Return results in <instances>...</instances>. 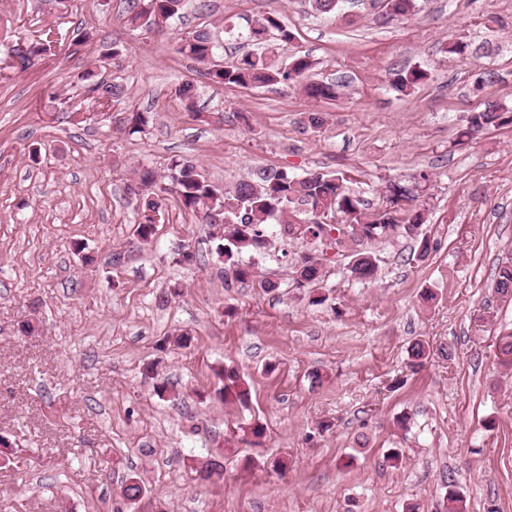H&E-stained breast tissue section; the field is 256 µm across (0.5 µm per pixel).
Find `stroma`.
Listing matches in <instances>:
<instances>
[{
  "label": "stroma",
  "instance_id": "obj_1",
  "mask_svg": "<svg viewBox=\"0 0 512 512\" xmlns=\"http://www.w3.org/2000/svg\"><path fill=\"white\" fill-rule=\"evenodd\" d=\"M129 2L0 0V436L17 452L0 465V512H112L134 472L146 492L123 512H443L451 487L468 512H512V372L497 358L512 302L493 289L512 262V124L456 141L485 102L512 105V0H418L403 20L368 0L342 18L304 0H190L159 32L130 28ZM269 12L294 34L289 53L343 83L338 99L217 85L177 51L206 29L235 61L247 48L225 18L243 28ZM85 31L93 42L71 51ZM461 36L494 49L442 52ZM45 40L20 69L14 48ZM414 63L430 77L398 95L393 73ZM92 66L125 89L109 107L83 79ZM487 70L498 82L475 90ZM133 111L152 121L130 136L120 125ZM308 112L319 130L303 125ZM180 157L222 187L264 168H340L377 205L389 181L428 170L423 230L439 247L421 260L417 240L375 244L380 274L366 284L331 258L327 301L313 306L292 272L322 245L276 237L249 257L276 291L226 285L207 226L176 197L150 242L137 235L128 179ZM185 247L195 259L177 263ZM33 319L38 331L23 333ZM182 331L187 347L163 348ZM419 339L432 356L414 372ZM227 365L250 381L248 406L218 396ZM256 420L260 443L239 442ZM215 448L224 479L199 486L183 460Z\"/></svg>",
  "mask_w": 512,
  "mask_h": 512
}]
</instances>
